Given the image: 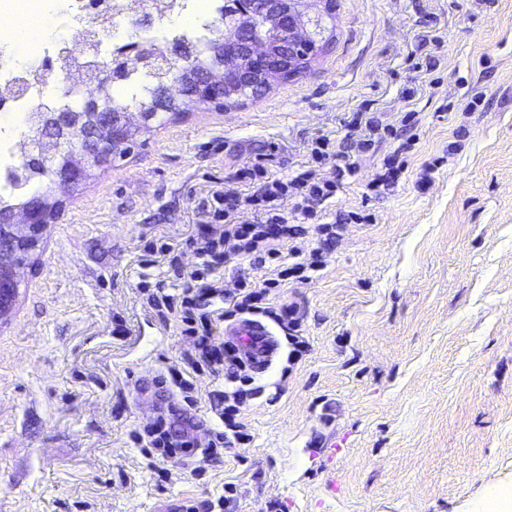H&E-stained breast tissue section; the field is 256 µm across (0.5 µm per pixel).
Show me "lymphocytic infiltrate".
<instances>
[{"label": "lymphocytic infiltrate", "instance_id": "1", "mask_svg": "<svg viewBox=\"0 0 512 512\" xmlns=\"http://www.w3.org/2000/svg\"><path fill=\"white\" fill-rule=\"evenodd\" d=\"M235 177L251 185V192L220 189L197 204L210 228L196 244L198 265L176 272L181 288L171 293L159 281L148 294L149 302L171 314L181 335L193 341L192 350L183 356L182 369L169 372L165 383L189 404L194 401L199 377L224 371L236 384L213 406L223 429L216 432L206 449H199L188 431L173 430L162 418L146 423L135 433V441L147 444L159 470L175 462L196 472L230 442L249 443L239 416L252 394L251 378L244 374L237 357L225 351L223 339L214 336L213 324L242 314L268 317L291 331L294 352H304L306 342L298 320L287 304H276L275 298L288 280L305 279L307 272L322 267L324 249L336 237L335 225H316L317 245L308 257L294 263L287 258L289 242L304 234L306 221L312 220L318 207L335 197L339 188L338 183L321 178L315 168L279 176L258 163L238 169ZM232 262L247 265L248 270L239 275L234 291L228 292L212 272L216 266ZM266 268L271 270V277L260 281L253 278V271Z\"/></svg>", "mask_w": 512, "mask_h": 512}]
</instances>
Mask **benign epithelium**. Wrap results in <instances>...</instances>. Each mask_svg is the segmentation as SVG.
I'll return each mask as SVG.
<instances>
[{"mask_svg":"<svg viewBox=\"0 0 512 512\" xmlns=\"http://www.w3.org/2000/svg\"><path fill=\"white\" fill-rule=\"evenodd\" d=\"M221 26L224 40L218 47L219 64L196 82L193 96L203 104L224 101V91L233 86L269 83L285 70L312 57L317 51L323 17L310 12L307 0H227ZM261 14L280 33L270 44L254 28ZM85 109L95 120L91 130L80 127L85 114L41 112L38 125L51 148L43 150L42 139H35L23 158L29 168L51 170L59 164L60 185L76 187L91 171L88 162L109 161L116 149L138 132L130 112H101L96 96H90ZM63 201L44 195L35 202L0 213V318L12 307L25 268L39 247L47 227L56 222Z\"/></svg>","mask_w":512,"mask_h":512,"instance_id":"obj_1","label":"benign epithelium"}]
</instances>
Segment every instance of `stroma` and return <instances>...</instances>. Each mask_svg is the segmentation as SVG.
I'll list each match as a JSON object with an SVG mask.
<instances>
[{
  "instance_id": "stroma-1",
  "label": "stroma",
  "mask_w": 512,
  "mask_h": 512,
  "mask_svg": "<svg viewBox=\"0 0 512 512\" xmlns=\"http://www.w3.org/2000/svg\"><path fill=\"white\" fill-rule=\"evenodd\" d=\"M326 10L329 41L301 73L165 115L67 197L0 322V512H489L512 487V0ZM361 115L392 134L361 148ZM320 136L336 153L319 172L343 186L316 221L336 240L281 291L308 349L291 357L275 327L280 353L241 413L250 442L157 482L132 432L165 415L207 442L226 382L199 378L175 410L157 378L191 343L138 285L180 288L196 201L248 192L233 176L260 160L306 166ZM393 155L402 177L371 193ZM151 241L172 258L152 260Z\"/></svg>"
}]
</instances>
